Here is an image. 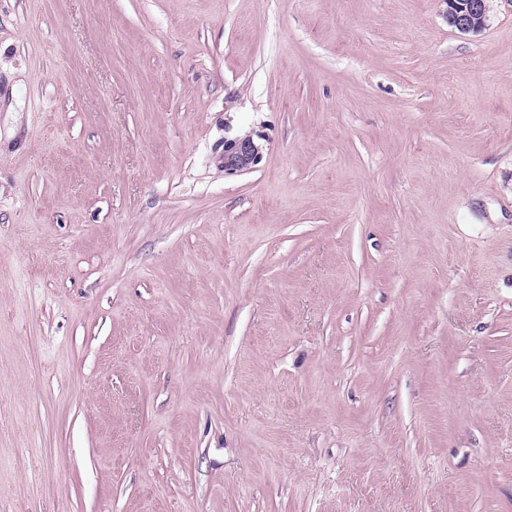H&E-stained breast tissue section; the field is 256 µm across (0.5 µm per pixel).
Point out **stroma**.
Segmentation results:
<instances>
[{
  "instance_id": "stroma-1",
  "label": "stroma",
  "mask_w": 512,
  "mask_h": 512,
  "mask_svg": "<svg viewBox=\"0 0 512 512\" xmlns=\"http://www.w3.org/2000/svg\"><path fill=\"white\" fill-rule=\"evenodd\" d=\"M445 10L0 0V512H512V0ZM448 23L462 34H477L485 28L486 0H444ZM262 147L252 134L224 140V172L235 174L255 168L262 160Z\"/></svg>"
}]
</instances>
